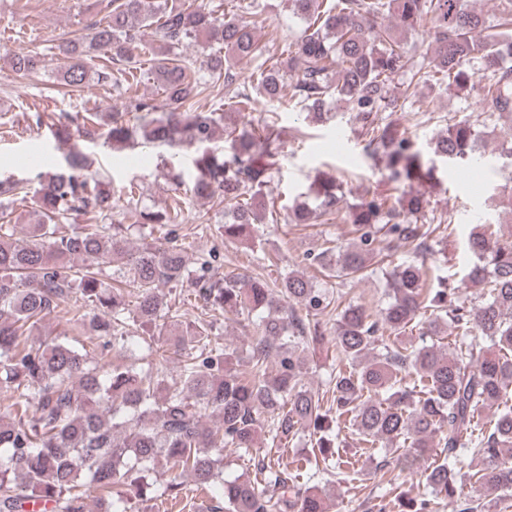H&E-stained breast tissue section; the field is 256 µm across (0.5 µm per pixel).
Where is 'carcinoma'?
<instances>
[{"instance_id": "carcinoma-1", "label": "carcinoma", "mask_w": 512, "mask_h": 512, "mask_svg": "<svg viewBox=\"0 0 512 512\" xmlns=\"http://www.w3.org/2000/svg\"><path fill=\"white\" fill-rule=\"evenodd\" d=\"M291 15L304 22L286 54L263 58L252 23L243 19L257 0H238L236 12L220 17L201 3L182 0H97L87 5L84 34L65 35L58 45L66 60L61 69L67 92L83 90L91 72L104 82L118 73L126 84L142 64L159 81L162 100L126 98L136 113L84 112L81 127L102 133L112 143L203 144L227 125L230 113L254 112L260 101L287 104L322 120L330 101H340L365 130L372 156L386 157L391 195L360 201L347 212L356 237L336 252L337 277L355 278L369 268L379 237L413 245L418 255L431 249L432 235L453 224L427 214L429 203L405 187L435 179V167L423 161L416 138L383 113L396 111L387 86L409 75L404 94L421 83L463 89L475 85L476 69L490 73L482 87L488 113L468 115L431 142L434 156L456 165L473 160L482 148L480 117L503 121L500 155L512 160V0H500L490 21L466 7L465 0H287ZM394 17L403 29L429 41L427 63L413 68L392 30ZM153 30L158 47L140 60V29ZM205 40L224 48L207 68L224 80V111L203 112L209 83L191 66L173 57L186 42ZM259 59L250 84H236L235 61ZM13 72L35 77L44 67L37 52L11 57ZM57 141L71 137L73 117L45 120L34 114ZM229 149L204 150L194 160L192 192L216 194L230 208L224 213V238L238 239L255 224L264 205L269 170L278 155V135L264 125L232 129ZM28 198L29 225L23 240L14 239L9 213L0 212V390L12 402L0 411V512H90L88 489L97 493L100 512H133L131 501L144 499L152 476L162 465L190 474L200 486L223 485V502L210 512H328L326 488L304 480L306 461L283 465L268 455L252 457L255 478L224 479V449L249 451L268 432L292 438L309 431L321 459L315 469L339 468L353 475L355 462L334 449V431L354 433L366 448L378 449L379 468L394 458L412 467L437 447L423 471L425 491L410 500L415 512H427L437 497H453L466 483L488 498L489 512L512 509V225L488 223L471 232L466 248L477 262L461 271L438 269L424 260H407L387 272L388 301L377 313L348 304L336 313V350L349 365L335 369L323 394L306 382L307 350L325 339L318 319L334 306V297L304 276L290 272L270 283L246 274L218 277L214 252L193 271L174 227L182 223L180 202L142 218L156 225L157 237L138 247L102 224H70L69 217L92 212L103 220L112 212V195L100 190L95 175L79 160L46 175L28 195L22 184L0 180V196ZM307 195L311 208L297 204L292 222L309 224L342 216L343 194L336 179L315 178ZM124 266L105 274L115 260ZM202 311H224L258 319L246 355L212 343L214 323L197 318L176 336L163 339L168 322L178 317L167 293L184 281ZM480 287L476 303L457 297L461 288ZM294 301L273 313L274 293ZM64 304L76 324L99 341L101 352L131 351L127 321L138 325L137 344L146 365L93 364L86 346L56 338L35 345L32 336L44 319ZM419 343H387L411 326ZM454 336L453 347L438 344L439 334ZM180 375L168 380L162 367L171 357ZM275 357L277 370L264 364ZM248 358L250 375L238 372ZM501 409L497 419L481 423L478 412ZM216 416L212 429L203 419ZM472 452L479 467L466 471L459 456Z\"/></svg>"}]
</instances>
